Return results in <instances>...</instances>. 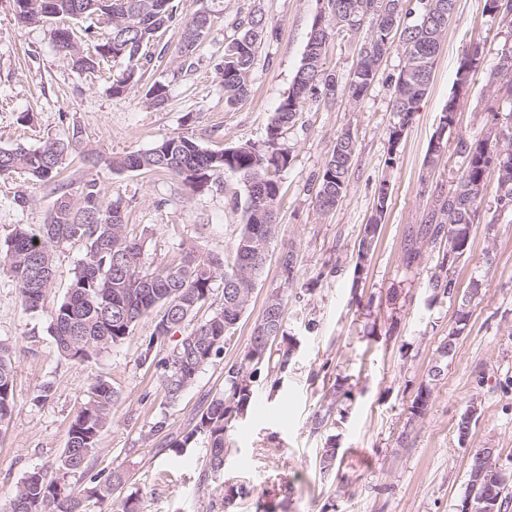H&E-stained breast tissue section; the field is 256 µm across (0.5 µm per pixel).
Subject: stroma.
<instances>
[{"mask_svg": "<svg viewBox=\"0 0 512 512\" xmlns=\"http://www.w3.org/2000/svg\"><path fill=\"white\" fill-rule=\"evenodd\" d=\"M177 15L209 9L215 23L190 59L177 53L181 26L159 33L153 60L140 81L114 95L124 69L108 60L98 72L76 70L59 51L48 26L20 25L14 0H0V149L41 147L70 139L80 128L81 145L67 158L57 181L32 180L18 171L0 177V241L16 225L44 223L62 189L77 190L93 177L102 193L120 202L126 233L142 240L143 262L156 271L179 261L184 251L225 259L245 222V190L217 172L203 192L192 194L162 172L115 171L112 158L143 152L158 141L185 135L212 151L260 144L281 101L291 90L315 20L330 22L327 0H174ZM485 0H457L445 31L432 84L398 145L389 134L399 116L392 110V82L404 64L395 46L380 62L377 80L360 101L345 87L357 60V37L338 33L328 43L326 62L340 92L335 100L308 102L296 124L279 140L291 162L280 174L278 234L270 245L264 275L251 302L224 345V354L205 367L177 405L166 408L157 390L155 367L141 363L139 345L152 331L141 321L121 347L96 352L90 362L61 358L50 334V313L63 299L84 257L81 244L54 256V283L42 310L22 309L9 275L0 271V340L17 348L14 391L17 407L0 429V501L30 471H54L68 430L92 378L109 380L119 392L111 426L101 435L91 473L118 471L119 500L141 491L143 512H457L467 491L473 454L497 451L512 483V215L474 225L466 253L450 265L460 291L478 286L457 327L459 301L434 297L430 272L443 250L429 245L426 222L436 201L447 196L462 171L458 137L474 139L494 122L498 104L487 92L494 65L485 56L460 97L456 124L434 169L424 159L442 108L455 90L461 58L474 46L498 45L512 30L491 24ZM262 12L273 38L262 43L248 79L249 93L235 107L224 104L216 64L235 23ZM168 87L164 106H149L154 83ZM351 130L357 141L349 186L327 213L315 204L316 178L337 136ZM393 165H386V158ZM391 184L388 209L371 252L358 248L381 180ZM297 256V275L284 282L279 257ZM287 299L283 339L297 346L288 368L260 376L246 415L226 438L221 482H200L203 445L172 450V438L193 426L208 397L224 388V372L240 361L271 292ZM460 328L455 353L442 360L438 347ZM441 365L442 375L428 371ZM429 385L423 417L410 407L421 385ZM46 400H38L42 386ZM342 397H333L334 387ZM476 408L467 440L457 424ZM321 429H314L316 417ZM166 419L163 433L153 423ZM338 450L331 477L320 474L323 448ZM91 473L68 476L75 491L88 487ZM244 486L232 510L219 504L218 485Z\"/></svg>", "mask_w": 512, "mask_h": 512, "instance_id": "stroma-1", "label": "stroma"}]
</instances>
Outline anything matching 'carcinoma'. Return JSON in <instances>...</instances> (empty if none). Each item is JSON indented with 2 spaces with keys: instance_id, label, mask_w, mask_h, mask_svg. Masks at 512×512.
I'll return each instance as SVG.
<instances>
[{
  "instance_id": "obj_1",
  "label": "carcinoma",
  "mask_w": 512,
  "mask_h": 512,
  "mask_svg": "<svg viewBox=\"0 0 512 512\" xmlns=\"http://www.w3.org/2000/svg\"><path fill=\"white\" fill-rule=\"evenodd\" d=\"M446 3V20H451L457 0H328L330 15H354L359 29L365 31L362 43L375 49L373 57L357 58L348 86L353 101L361 99L377 76L376 63L394 43V35L387 28L389 12H396V23H404L400 46L405 62L394 80L393 111L408 122L419 108L431 85L434 65L446 28L430 39L423 28L427 6ZM28 10L19 18L22 24H36L47 20H79L92 16L108 21L112 35V50L106 57L126 64L122 77L112 86L119 95L140 79V71L147 60V50L153 45L159 30L176 20L172 0H27ZM487 13L497 12L499 24L512 27V0H485ZM206 17L195 14L181 22L182 32L178 47L180 57L193 56L201 34H209L212 26H204ZM342 30L340 26H326L309 33L304 62L298 68L293 84L308 86L305 94L295 102L292 96L284 99L267 130L265 146L239 144L237 151L206 150L192 138L169 136L155 145L157 151L138 152L110 162L114 170H146L164 172L180 180L190 190L198 192L207 185L212 172L223 170L224 175L253 187L245 201V224L233 249L230 262L219 269L213 263L193 252H187L180 262L162 270L149 272L143 268V244L125 233L123 212L119 205L105 199L96 179L83 182L79 192H62L50 209L45 223L36 228L17 225L10 236L0 244V269L13 277L21 306L26 311L42 307L43 298L52 287L54 252L57 248L79 243L85 255L74 272L65 299L51 312L50 332L58 353L69 360L84 363L96 351L119 347L132 336L138 323L153 317V331L145 337L139 355L141 362H156L158 390L168 405L177 404L194 384L198 373L212 364L223 352L231 330L225 328L237 319V313L222 307L208 319L195 325L169 350L166 357L155 360L154 348L168 336L186 326L194 313L200 310L213 293L216 278L224 288L241 293V303L251 301L255 283L242 268L240 246L255 224L266 225L269 240H274L277 224L268 215L265 206L258 204L259 186L265 182L268 193L280 194L279 172L288 167L291 158L279 147L283 131L292 126L302 112L306 101L316 93L326 94V88H336L335 74L326 68V42ZM268 25L263 15L253 14L237 23L235 34L224 47V61L217 65L224 88L225 105L232 108L248 93L244 74L252 69L259 44L268 37ZM509 139L502 144L478 139L458 138L457 152L464 158V168L448 196L438 200L437 208L428 219L433 225L431 245L447 240L452 246L455 236L469 237L473 225L479 223L487 179L496 177L495 209L489 219L494 224L501 215L512 212V162L509 178L503 179L498 166L500 154L512 151V128ZM81 131L73 129L72 138L63 144L49 141L42 147L29 150L18 146L0 149V176L21 169L39 181L56 177L67 154L78 148ZM355 155L356 144L341 143L336 138L333 151L327 156L319 175L316 206L325 212L333 209L327 196L342 198L348 188L350 166L336 164V150ZM389 194L377 196L376 218L365 225L363 238H375L379 224L388 207ZM445 264L431 273L428 284L433 291L452 296L457 281L442 274ZM181 297L188 310L170 309L167 304ZM276 309V335H284L285 296L277 291L268 295L263 317H270ZM267 347L259 360L248 346L243 359L224 373V391L211 397L198 416L193 428L174 441L173 449L180 454L185 448L202 441L206 461L202 480L217 477L224 471L226 432L237 420L240 411L247 410L252 398L253 383L260 375V366L270 362ZM16 352L13 345L0 342V426L13 415L14 373ZM288 351L278 354L272 368L279 371L288 366ZM118 392L112 383L102 377L93 379L85 401L76 411L69 427L67 445L59 457L56 475L37 470L26 474L16 485L11 496L0 504V512H141L142 494L138 491L117 501L111 498L112 482H119L118 473L102 481L99 475L91 477L94 486L86 493L75 492L67 483V476L89 470L103 430L112 421V412Z\"/></svg>"
}]
</instances>
